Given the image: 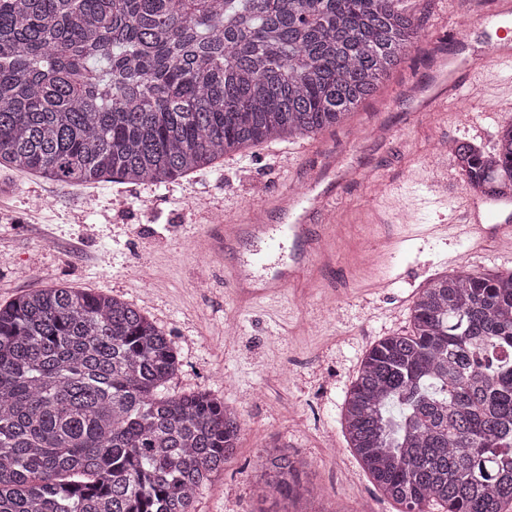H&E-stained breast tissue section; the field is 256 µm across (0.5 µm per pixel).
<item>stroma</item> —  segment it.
I'll return each instance as SVG.
<instances>
[{"mask_svg": "<svg viewBox=\"0 0 512 512\" xmlns=\"http://www.w3.org/2000/svg\"><path fill=\"white\" fill-rule=\"evenodd\" d=\"M422 38L408 60L342 126L292 142H271L255 156L225 157L172 183L101 182L67 187L35 174L0 168V304L35 288L68 284L115 296L141 308L170 332L182 367L172 393L207 390L241 412L237 459L199 492L194 512H258L250 479L262 448L279 442L305 464L303 480L321 496L317 512H401L382 496L342 433L347 390L366 351L380 338L409 328L419 289L458 266L472 273L512 271V245L433 235L464 200L462 177L449 167L444 204L411 208L436 178L429 160L439 139L493 146L512 121V98L498 70L480 101L456 115L414 119V91L435 78L429 37L465 24L468 50L491 67L490 35L479 16L459 19L453 0H406ZM335 148L363 179L334 194L339 227L332 256L317 277L297 279L276 300L224 285V267L251 260L258 244L240 241L224 260L203 250L214 233L211 215L249 201L252 184L277 186L290 171L282 155L313 176L321 150ZM44 198L48 207L32 208ZM292 379L279 376L282 363Z\"/></svg>", "mask_w": 512, "mask_h": 512, "instance_id": "35a3bbf8", "label": "stroma"}]
</instances>
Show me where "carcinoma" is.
<instances>
[{
    "instance_id": "carcinoma-1",
    "label": "carcinoma",
    "mask_w": 512,
    "mask_h": 512,
    "mask_svg": "<svg viewBox=\"0 0 512 512\" xmlns=\"http://www.w3.org/2000/svg\"><path fill=\"white\" fill-rule=\"evenodd\" d=\"M419 37L403 0H0V168L165 184L343 124ZM451 156L468 188L512 190V122ZM178 366L120 298L54 286L0 305V512H193L241 420L205 391L165 393ZM341 428L404 512H505L512 272L429 280L411 330L366 352ZM303 467L262 449L259 501L314 503Z\"/></svg>"
}]
</instances>
